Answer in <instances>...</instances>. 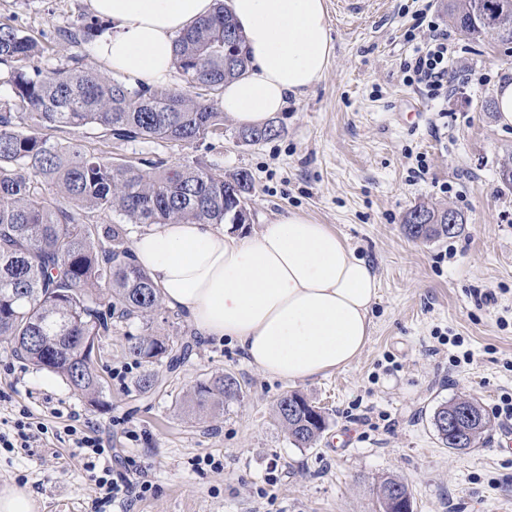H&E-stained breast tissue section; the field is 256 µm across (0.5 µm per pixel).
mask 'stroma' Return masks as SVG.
Wrapping results in <instances>:
<instances>
[{
    "label": "stroma",
    "mask_w": 512,
    "mask_h": 512,
    "mask_svg": "<svg viewBox=\"0 0 512 512\" xmlns=\"http://www.w3.org/2000/svg\"><path fill=\"white\" fill-rule=\"evenodd\" d=\"M326 3L335 54L320 82L289 96L273 117L279 134L272 139L244 144L229 118L224 135L188 144L124 143L91 126L52 137L114 159L249 170L251 232L291 210L332 225L379 275L365 349L333 373L285 382L250 364L231 341L192 333L189 362L146 397L130 391L140 368L124 353L125 335L138 326L124 324L103 343L109 392L96 408L0 342V421L25 408L50 428L29 447L0 448V485L29 488L38 512L125 508L98 503L99 468L60 435L75 419L90 423L113 456L146 467L156 492L131 512H380L379 486L388 477L408 484L413 512H512V454L500 450L508 426L494 413L512 394V188L498 176L512 159V128H499L494 95L512 69V44L462 36L448 0H363L354 11L341 0ZM86 12L85 0H0V22L11 20L44 47V68L74 57L100 67L93 44L60 37ZM422 12L448 31L444 101L405 82L404 61L428 38L423 31L407 38ZM419 154L428 172L415 178ZM419 203L460 212L461 232L410 238L403 217ZM489 291L491 303L483 299ZM454 336L471 360L454 362ZM222 373L240 381V401L207 416L178 406L197 381ZM286 391L328 417L313 447H296L275 415ZM459 397L476 400L489 420L478 447L463 453L444 447L432 425L436 407ZM208 455L222 472L197 467Z\"/></svg>",
    "instance_id": "1"
}]
</instances>
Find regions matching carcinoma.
<instances>
[{"label":"carcinoma","mask_w":512,"mask_h":512,"mask_svg":"<svg viewBox=\"0 0 512 512\" xmlns=\"http://www.w3.org/2000/svg\"><path fill=\"white\" fill-rule=\"evenodd\" d=\"M484 21L475 24L463 0H448V15L470 39L493 36L512 42V15L499 13L501 0H477ZM101 24L94 17L64 37L90 42ZM43 46L8 22H0V65L10 67V98L0 101V340L39 370L57 374L103 406L105 381L95 344L119 324L137 321L142 333L126 338V352L145 364L134 381L138 395L163 388L164 374L184 364L191 345L186 332L154 333L163 298L149 274L133 260L126 225L162 223H234L240 203L254 187L241 169L228 176L205 166L163 167L156 162H115L64 145L48 130L88 125L116 140L191 143L224 132L218 107L224 83L249 64L246 40L228 7L216 4L174 39V66L189 88H169L139 81L131 86L73 59V65L45 70L35 64ZM203 88L205 93H192ZM279 135L274 125L238 131L245 143ZM54 190L51 203L44 191ZM92 213L112 214L108 224H91ZM415 240L448 235V209L415 205L403 217ZM242 398L232 375L212 376L196 384L180 405L198 413L221 409ZM275 413L293 444L311 448L327 428V418L304 396L285 392ZM432 424L450 449L476 447L489 420L480 404L459 398L439 405ZM400 485L395 477L381 484L380 507L387 512L386 492Z\"/></svg>","instance_id":"cac0c4a2"}]
</instances>
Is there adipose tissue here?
Wrapping results in <instances>:
<instances>
[{
    "mask_svg": "<svg viewBox=\"0 0 512 512\" xmlns=\"http://www.w3.org/2000/svg\"><path fill=\"white\" fill-rule=\"evenodd\" d=\"M106 19L95 51L113 73L156 84L173 69V37L214 0H87ZM250 50L221 105L261 128L289 95L324 76L333 54L326 0H229ZM165 303L203 338L229 340L268 375L304 381L350 364L372 331L379 279L328 224L301 211L251 235L213 224H155L132 245Z\"/></svg>",
    "mask_w": 512,
    "mask_h": 512,
    "instance_id": "ef3b65f1",
    "label": "adipose tissue"
}]
</instances>
